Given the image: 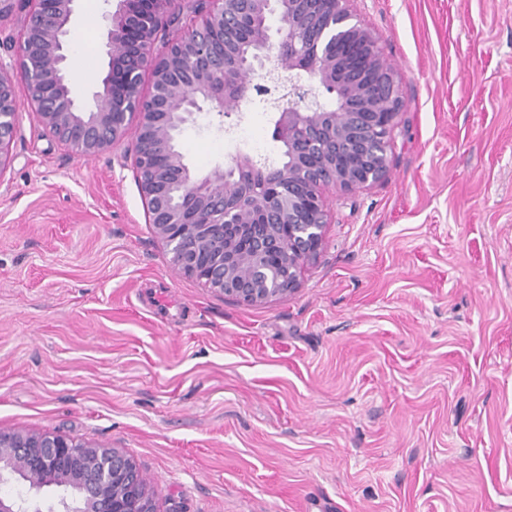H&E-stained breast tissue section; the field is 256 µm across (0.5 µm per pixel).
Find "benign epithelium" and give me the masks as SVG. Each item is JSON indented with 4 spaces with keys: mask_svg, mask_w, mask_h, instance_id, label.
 I'll return each mask as SVG.
<instances>
[{
    "mask_svg": "<svg viewBox=\"0 0 512 512\" xmlns=\"http://www.w3.org/2000/svg\"><path fill=\"white\" fill-rule=\"evenodd\" d=\"M75 2L0 0V23L24 13L22 29L9 38L13 64L0 62V173L10 161L21 97L46 129L88 157L123 140L137 114L133 168L148 221L174 265L248 305L294 292L322 244L326 189L350 193L389 174L388 149L404 107L399 75L355 0H200L199 20L161 49L159 33L176 19L179 0H116L102 15L107 71L90 107L71 97ZM273 14L283 23L275 31L267 25ZM247 17L262 20L250 59L215 52V34L234 48ZM272 50L278 69L290 62L288 73L304 71L314 82L307 91L291 86L290 99L275 106L273 135L288 143V165L227 186L220 167L193 175L176 134L205 109L223 117L241 111L256 67ZM146 72L152 85L145 94ZM318 92L336 98L333 111L319 108ZM157 156L167 158L165 168L152 166ZM271 253L287 274L263 262ZM6 476L19 477L33 494L53 485L71 492L63 512H157L134 459L61 434L0 430V480Z\"/></svg>",
    "mask_w": 512,
    "mask_h": 512,
    "instance_id": "7a95c632",
    "label": "benign epithelium"
}]
</instances>
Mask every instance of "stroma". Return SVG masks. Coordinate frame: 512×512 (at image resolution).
<instances>
[{"instance_id": "35a3bbf8", "label": "stroma", "mask_w": 512, "mask_h": 512, "mask_svg": "<svg viewBox=\"0 0 512 512\" xmlns=\"http://www.w3.org/2000/svg\"><path fill=\"white\" fill-rule=\"evenodd\" d=\"M103 0L71 41L107 68ZM402 83L387 178L326 193L288 296L244 305L177 270L131 141L73 152L20 102L0 173V429L123 450L158 512H512V0H357ZM201 112L197 176L282 160Z\"/></svg>"}]
</instances>
